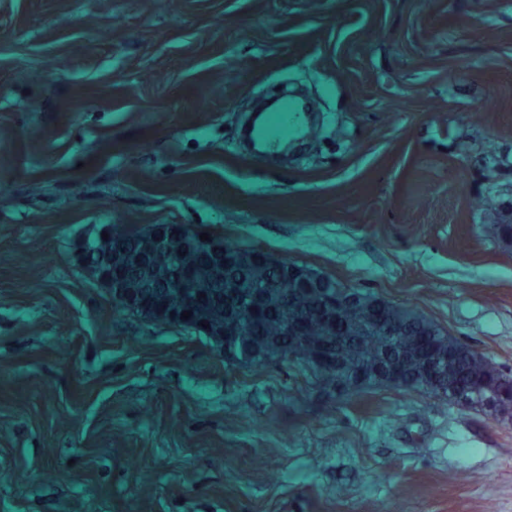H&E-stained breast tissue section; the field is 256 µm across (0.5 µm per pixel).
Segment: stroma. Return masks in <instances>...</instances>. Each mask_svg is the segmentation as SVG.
<instances>
[{
  "label": "stroma",
  "instance_id": "1",
  "mask_svg": "<svg viewBox=\"0 0 512 512\" xmlns=\"http://www.w3.org/2000/svg\"><path fill=\"white\" fill-rule=\"evenodd\" d=\"M284 84L283 164L239 140ZM0 186V512H512V420L230 363L83 259L207 225L512 375V0H0Z\"/></svg>",
  "mask_w": 512,
  "mask_h": 512
}]
</instances>
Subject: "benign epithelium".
I'll return each mask as SVG.
<instances>
[{"mask_svg":"<svg viewBox=\"0 0 512 512\" xmlns=\"http://www.w3.org/2000/svg\"><path fill=\"white\" fill-rule=\"evenodd\" d=\"M133 238L140 244V251L131 253L120 248L113 250L106 241H101L104 251L97 255L87 254V260L98 277L112 289L113 302L151 321H163L180 326L189 323L179 316V311L191 304L195 298L194 286L198 279L210 269V264L201 261L186 263L184 258L190 251L205 256L210 251V242L203 241L194 235L190 226H183L173 233H164L160 226L136 230ZM161 259L174 272V281L166 289L168 307L165 310H155L138 298L152 293L157 284L149 280L139 288H130L113 273L104 272V265L112 263V269L121 270L125 265H133L143 260ZM255 260V252L248 248L240 250L233 268L224 271V288L217 292L220 305L233 314L229 321L212 319L209 328L203 334L211 339L219 351L232 362L243 363L250 361L253 355L239 351L232 344L234 337L245 335L249 331V317L255 312L262 313L266 318L280 323L287 335L307 344L311 341L308 336V320L306 311L314 306L321 317L326 332L321 342V350H333L345 342H356L362 336L378 333L386 338L390 346L398 352L395 360L379 372L375 384L393 385L400 388L409 387V383L399 373V367L407 356L422 355L425 350L418 345L406 341L407 330L396 320L376 326L373 324V314L379 310H388L391 304L376 297L358 292L357 290L336 282V287H328L329 278L311 269L300 270V278L304 287L292 285H258L241 280L238 270L249 267ZM298 305L299 311L288 315V302ZM344 308H353L359 316V323L353 331L342 336L336 330V318ZM318 377L326 381L333 390L339 392L343 388V375L348 371L347 364L339 359L334 365H328L320 359L307 362ZM512 376L504 375L506 385L487 387L482 391L454 392V398L463 408L473 405L494 420H512Z\"/></svg>","mask_w":512,"mask_h":512,"instance_id":"benign-epithelium-1","label":"benign epithelium"}]
</instances>
